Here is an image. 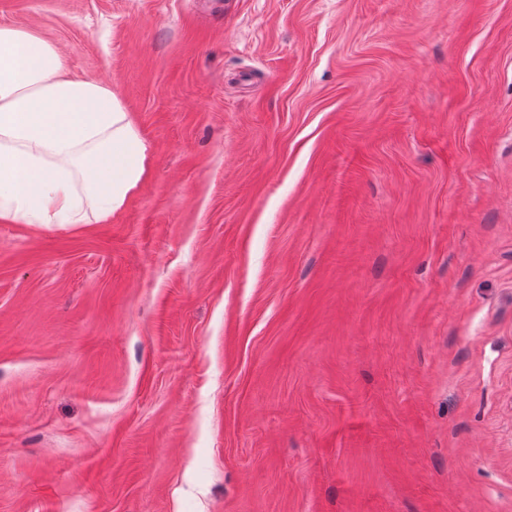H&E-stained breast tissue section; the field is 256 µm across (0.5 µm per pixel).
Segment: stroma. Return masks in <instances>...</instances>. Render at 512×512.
I'll use <instances>...</instances> for the list:
<instances>
[{"mask_svg": "<svg viewBox=\"0 0 512 512\" xmlns=\"http://www.w3.org/2000/svg\"><path fill=\"white\" fill-rule=\"evenodd\" d=\"M4 25L148 151L108 223H0V512H512V0Z\"/></svg>", "mask_w": 512, "mask_h": 512, "instance_id": "35a3bbf8", "label": "stroma"}]
</instances>
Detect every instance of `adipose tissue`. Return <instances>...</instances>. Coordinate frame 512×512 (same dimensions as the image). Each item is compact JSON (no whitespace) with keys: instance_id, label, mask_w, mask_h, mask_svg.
I'll return each mask as SVG.
<instances>
[{"instance_id":"1","label":"adipose tissue","mask_w":512,"mask_h":512,"mask_svg":"<svg viewBox=\"0 0 512 512\" xmlns=\"http://www.w3.org/2000/svg\"><path fill=\"white\" fill-rule=\"evenodd\" d=\"M147 146L112 90L66 76L53 45L0 26V223L108 222Z\"/></svg>"}]
</instances>
